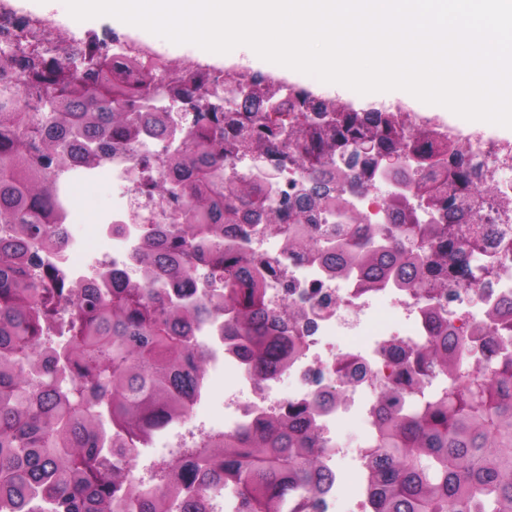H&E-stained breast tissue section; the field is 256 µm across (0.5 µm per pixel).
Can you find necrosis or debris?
I'll use <instances>...</instances> for the list:
<instances>
[{
	"mask_svg": "<svg viewBox=\"0 0 512 512\" xmlns=\"http://www.w3.org/2000/svg\"><path fill=\"white\" fill-rule=\"evenodd\" d=\"M190 71L196 77L197 97L209 100L218 94L234 98L238 107L246 106L252 74L239 73L229 84L223 71L201 65L191 66ZM194 119V113H176L167 133L142 132L138 143L113 150L96 168L75 164L62 177L56 200L64 224H74L82 215L95 212L92 198L98 171L111 175L116 202L110 211L98 214V223L85 225L82 234H69L63 249L43 254L41 264L65 266L78 280L105 264L135 272L138 249L152 241L161 227L182 221L183 199L150 193L147 177L161 173L163 159L182 146ZM241 180L263 182L267 192L280 199L297 197L307 183L305 171L288 158L276 139L265 155H248L225 163V184ZM351 203L372 224L376 243H387L393 230L387 198L370 191L352 195ZM228 234L232 240L243 241L247 251L266 260L267 311L277 315L289 307L298 310L289 334L299 351L287 369L260 378L248 360L224 347L220 328L234 318L232 309H224L197 326L196 334L210 369L236 377L235 385L225 390L219 403L225 430L254 431L263 419L301 408L318 391L331 387L340 390L342 397L330 401L315 421L324 460L332 468L339 461L364 456L370 441L349 448L339 427L354 419L363 429H370L373 408L381 393L391 387H406L413 351L433 333L420 291L391 283L369 285L353 271L341 278L333 277L318 255L319 249L327 248V239H320L315 251L287 249L283 238L271 233L258 213L251 214L243 228L229 229ZM483 261L496 270L494 281L486 288L459 287L458 299L449 304L448 331L469 341L465 364L470 368L480 360L495 361L497 346L488 312L503 300H512V247L490 248ZM213 433V427L196 414L177 420L138 448L133 461L138 481L150 483L158 460L180 458L182 449Z\"/></svg>",
	"mask_w": 512,
	"mask_h": 512,
	"instance_id": "4bbe7bcc",
	"label": "necrosis or debris"
}]
</instances>
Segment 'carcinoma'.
Masks as SVG:
<instances>
[{
	"label": "carcinoma",
	"instance_id": "1",
	"mask_svg": "<svg viewBox=\"0 0 512 512\" xmlns=\"http://www.w3.org/2000/svg\"><path fill=\"white\" fill-rule=\"evenodd\" d=\"M174 68L136 57L116 63L98 44L86 55L0 54V225H12L0 239V512H196L174 478L192 481L199 471L224 482L235 512H285L288 497L312 501L333 481L312 435L320 400L254 432L202 440L185 450L187 459L161 463L152 485L126 466L136 448L190 412L204 387L192 324L232 306L230 337L252 353L261 375L297 351L286 335L297 313L269 314L256 261L224 241L225 227L250 210L273 226L288 223L291 250L314 246L313 215L334 211L344 223L331 227L336 246L321 253L331 275L354 269L428 297L436 337L416 354L408 404L380 416L365 455L361 493L371 512H512V355L492 369L462 370L464 342L448 343V321L435 305L455 285L490 283L495 271L482 256L493 240L475 228V206L492 199L509 223L512 197L499 193V169L469 168V143L438 124L410 125L400 112L358 111L294 88L279 111L299 113L288 123L267 109L281 87L261 88L257 77L254 107L236 119L238 135L191 130L183 149L163 160L188 174L189 204L185 222L135 259L140 280L109 266L85 285L62 267L34 273L42 253L65 244L62 216L52 209L59 174L77 160L98 163L115 134L138 138L128 103L140 88L164 80L193 97L189 80L168 79ZM22 82L40 90L35 112L18 100ZM275 126L313 182L286 214L259 184L224 188V162L267 150ZM402 146L420 177L410 180L404 166L390 175L412 182L415 204L393 199L396 235L379 246L350 205L348 194L369 187L353 168H378L379 156ZM422 211L439 218L424 221ZM199 279L224 281L223 293L196 299L166 289ZM488 318L503 323L496 343L512 348V305ZM426 373L448 388L426 390Z\"/></svg>",
	"mask_w": 512,
	"mask_h": 512
}]
</instances>
